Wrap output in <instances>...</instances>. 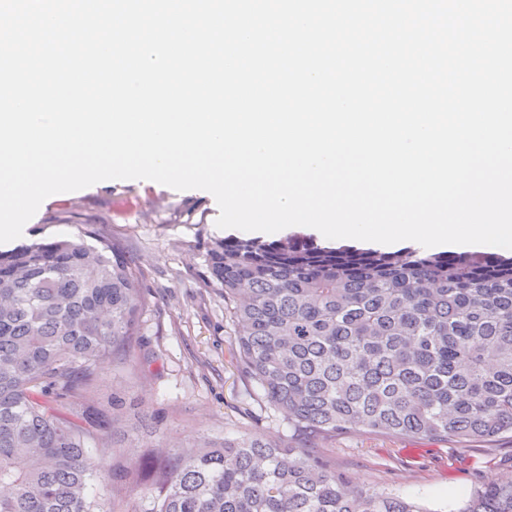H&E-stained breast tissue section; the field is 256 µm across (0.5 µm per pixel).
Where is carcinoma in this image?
<instances>
[{
	"label": "carcinoma",
	"instance_id": "cac0c4a2",
	"mask_svg": "<svg viewBox=\"0 0 512 512\" xmlns=\"http://www.w3.org/2000/svg\"><path fill=\"white\" fill-rule=\"evenodd\" d=\"M94 243H89V240ZM207 268L246 372L293 435L512 433V256L231 238ZM137 270L85 228L0 252V512H110V415L91 390L136 335ZM151 512H425L364 490L293 439L166 444ZM458 512H512V470Z\"/></svg>",
	"mask_w": 512,
	"mask_h": 512
}]
</instances>
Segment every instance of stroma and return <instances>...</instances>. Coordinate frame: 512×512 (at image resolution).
<instances>
[{
  "instance_id": "1",
  "label": "stroma",
  "mask_w": 512,
  "mask_h": 512,
  "mask_svg": "<svg viewBox=\"0 0 512 512\" xmlns=\"http://www.w3.org/2000/svg\"><path fill=\"white\" fill-rule=\"evenodd\" d=\"M219 209L203 190L149 180H107L48 197L13 247L64 240L88 225L119 244L137 268L144 307L125 361L104 362L98 400L111 406L114 473L148 472L167 437H287L275 411L235 357L224 297L209 280L206 251L224 239ZM323 460L353 485L395 489L427 512H457L483 482L512 470V434L462 448L425 438L356 434L323 444Z\"/></svg>"
}]
</instances>
